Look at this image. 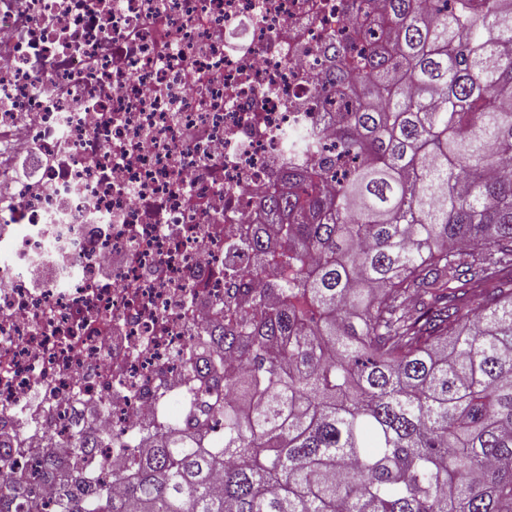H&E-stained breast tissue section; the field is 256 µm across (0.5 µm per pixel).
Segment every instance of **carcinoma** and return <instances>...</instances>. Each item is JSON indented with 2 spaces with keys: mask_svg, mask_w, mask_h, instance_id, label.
Returning a JSON list of instances; mask_svg holds the SVG:
<instances>
[{
  "mask_svg": "<svg viewBox=\"0 0 512 512\" xmlns=\"http://www.w3.org/2000/svg\"><path fill=\"white\" fill-rule=\"evenodd\" d=\"M438 2L358 0L329 44L336 154L263 200L253 275L289 273L198 338L189 422L119 492L91 427L30 480L0 458V512L59 475L51 512H512V0Z\"/></svg>",
  "mask_w": 512,
  "mask_h": 512,
  "instance_id": "cac0c4a2",
  "label": "carcinoma"
}]
</instances>
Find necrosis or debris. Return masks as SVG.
Here are the masks:
<instances>
[{"instance_id":"obj_1","label":"necrosis or debris","mask_w":512,"mask_h":512,"mask_svg":"<svg viewBox=\"0 0 512 512\" xmlns=\"http://www.w3.org/2000/svg\"><path fill=\"white\" fill-rule=\"evenodd\" d=\"M347 0H0V430L29 476L90 423L127 451L251 310V225L336 139L312 101Z\"/></svg>"}]
</instances>
